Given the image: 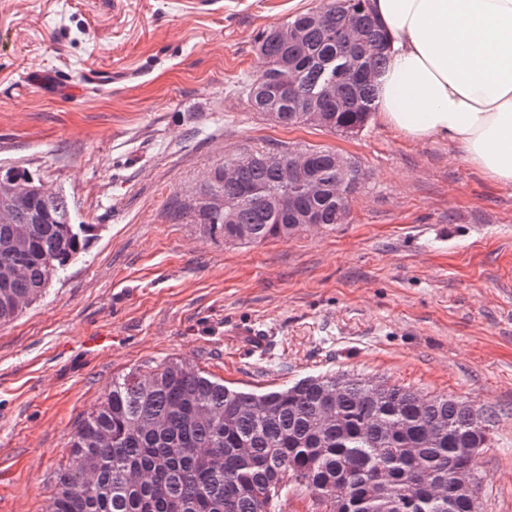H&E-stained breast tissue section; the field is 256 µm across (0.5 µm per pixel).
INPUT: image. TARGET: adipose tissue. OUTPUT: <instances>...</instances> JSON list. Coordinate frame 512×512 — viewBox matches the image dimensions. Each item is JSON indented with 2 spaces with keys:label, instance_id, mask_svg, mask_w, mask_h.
<instances>
[{
  "label": "adipose tissue",
  "instance_id": "1",
  "mask_svg": "<svg viewBox=\"0 0 512 512\" xmlns=\"http://www.w3.org/2000/svg\"><path fill=\"white\" fill-rule=\"evenodd\" d=\"M391 50L379 116L512 183V0H372Z\"/></svg>",
  "mask_w": 512,
  "mask_h": 512
}]
</instances>
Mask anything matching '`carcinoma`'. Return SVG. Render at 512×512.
Instances as JSON below:
<instances>
[{
	"mask_svg": "<svg viewBox=\"0 0 512 512\" xmlns=\"http://www.w3.org/2000/svg\"><path fill=\"white\" fill-rule=\"evenodd\" d=\"M265 66L248 84L253 108L288 127L325 114L321 128L362 130L379 99L389 43L369 0L323 7L273 25L256 40ZM250 150L224 156L174 216L241 244L286 240L310 224H342L349 207L336 185L345 163L331 149H304L309 173L289 175L288 154ZM20 188L16 223L0 224V326L41 297L92 237L71 223L60 193L40 192L24 166L0 168ZM492 416L444 396L345 376H308L265 392L227 386L171 362L112 379L103 401L76 427L47 512H281L288 493L336 512L346 478L357 512H474L448 479L478 471L460 452L490 447ZM385 485L374 484L377 470ZM419 470L443 476L426 487Z\"/></svg>",
	"mask_w": 512,
	"mask_h": 512,
	"instance_id": "cac0c4a2",
	"label": "carcinoma"
}]
</instances>
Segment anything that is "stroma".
Listing matches in <instances>:
<instances>
[{"mask_svg":"<svg viewBox=\"0 0 512 512\" xmlns=\"http://www.w3.org/2000/svg\"><path fill=\"white\" fill-rule=\"evenodd\" d=\"M321 5L0 0V164L95 227L0 326V512H46L113 377L171 361L252 391L345 374L469 401L493 417L484 512H512V184L376 114L348 137L255 112L257 37ZM88 70L119 77L67 95L51 83ZM281 145L360 162L346 223L237 245L175 219L225 155Z\"/></svg>","mask_w":512,"mask_h":512,"instance_id":"obj_1","label":"stroma"}]
</instances>
